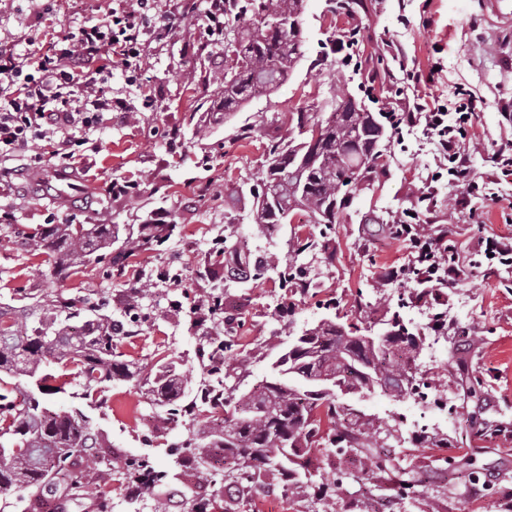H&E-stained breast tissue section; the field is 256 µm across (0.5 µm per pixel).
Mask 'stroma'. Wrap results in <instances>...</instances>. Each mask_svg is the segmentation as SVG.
I'll return each instance as SVG.
<instances>
[{
  "label": "stroma",
  "mask_w": 512,
  "mask_h": 512,
  "mask_svg": "<svg viewBox=\"0 0 512 512\" xmlns=\"http://www.w3.org/2000/svg\"><path fill=\"white\" fill-rule=\"evenodd\" d=\"M357 47L345 61L338 40L347 24L332 13L327 0H306L301 17L305 55L291 78L277 91L257 96L231 115L217 109L219 98L207 83L211 65L200 53L209 37L201 18L206 0H172L184 35L150 45L136 79L121 69L110 78L113 97L127 107L108 122L91 128L77 147L72 188L64 203L35 199L28 175L34 160L50 149L38 140L28 151L0 158V305L20 307L42 289L82 291L108 299L113 318L125 309L127 283L144 278L163 257L143 253L126 274L113 280L107 267L89 264L76 274L54 279L41 257L27 253L19 232L42 224H93L96 211L88 200L104 195L114 180L137 183L134 195L113 198L112 221L119 237L137 233L146 219L174 220L181 234L170 246L183 255V274L155 285L159 302L150 317L125 339L121 351L136 376L114 381L108 403L97 408L72 398L63 386L71 380L56 373L55 406L80 409L101 432L116 455L146 456L160 466L172 465L185 436L183 424H161V408L139 385L160 364H175L187 390H197L204 374L195 356L206 328L198 315L208 308L212 291L197 271L211 258V241L233 225L253 248L287 252L294 237L318 234L297 212L277 232H260L252 222L249 186L265 177L264 152L271 142L288 137L290 113L322 109L335 94L371 96L392 112L398 125L386 156L384 173L362 186L336 226V260L317 264L315 294L291 298L276 274L251 280L245 289L223 292L224 311L243 316L248 332L242 340L252 349L269 336L287 342L289 335L336 314H352L356 298L370 302V323L399 311L405 323L420 330L417 365L423 379L446 381L448 409L441 412L419 396H392L379 391L341 396V403L361 411L375 425L391 430L384 447L391 462L377 479L362 477L363 461L337 459L319 447L307 455L314 481L337 483L336 512H512V268L487 259L492 242H512V175L504 176L496 156L512 152V0H363ZM122 0H0V37L48 47L57 38L76 34L84 21L105 18L121 9ZM440 102L449 122L458 106L471 102L466 136L458 142L466 160L460 176L448 173L423 125L410 124L408 112ZM194 123H187L188 114ZM249 138H239L242 128ZM479 190H471V181ZM238 197H231V190ZM429 222L433 232L449 229L454 245L446 265L447 286L422 306L412 298L413 283L386 279L388 268L412 263L408 244L393 235L372 237L364 217L392 222L410 215ZM471 326L484 339L469 354L455 353L448 323ZM482 379L484 402L463 403L462 382ZM476 413L491 424L478 435L467 422ZM472 459L480 473L470 480L462 459ZM458 469H451V462Z\"/></svg>",
  "instance_id": "1"
}]
</instances>
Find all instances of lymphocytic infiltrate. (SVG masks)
Segmentation results:
<instances>
[{
  "mask_svg": "<svg viewBox=\"0 0 512 512\" xmlns=\"http://www.w3.org/2000/svg\"><path fill=\"white\" fill-rule=\"evenodd\" d=\"M145 0L108 18L89 19L77 35L52 50L35 47L21 54L14 42L0 39V156L20 152L33 140L53 144L50 162L70 160L83 145L81 130L102 125L115 105L108 79L113 67L137 72L149 45L142 34ZM431 134L440 157L454 168L463 126L449 124L439 103L415 115Z\"/></svg>",
  "mask_w": 512,
  "mask_h": 512,
  "instance_id": "1",
  "label": "lymphocytic infiltrate"
}]
</instances>
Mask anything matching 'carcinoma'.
Returning a JSON list of instances; mask_svg holds the SVG:
<instances>
[{"label":"carcinoma","instance_id":"carcinoma-1","mask_svg":"<svg viewBox=\"0 0 512 512\" xmlns=\"http://www.w3.org/2000/svg\"><path fill=\"white\" fill-rule=\"evenodd\" d=\"M252 0H224V17L236 22L247 14L257 18V26L234 27L224 33V53H233L231 64L213 80L222 88L224 115L243 107L260 93H272L286 83L302 57V28L290 31L288 19L301 18L304 0H260L259 11L250 9ZM383 117L374 112H322L300 109L292 113L291 123L306 139H281L268 147L267 157H276L280 165L265 164L262 187L274 192L271 202L253 201L254 223L274 227L283 223L282 212L307 213L312 223L322 227L320 237L296 239L285 256L274 251L254 253L248 241L224 236V243L213 249L219 260L206 266L201 276L222 286L229 282L247 283L264 268L288 277L290 291L298 292V281L307 273L299 262L309 253L322 263L332 264L336 248L328 231L339 216L352 205L354 196L338 198L337 165L358 164L369 167V181L384 172L383 154L371 152L362 130L371 120ZM303 144L307 164L295 176L286 174L288 155ZM99 206L98 224H46L34 233H23L20 244L34 256L44 255L54 273H67L87 263H103L112 276L121 279L126 267L141 253L155 251L180 233V224H144L137 236L129 237L121 250L112 251L115 225L109 198H95ZM152 287L149 280L136 281L126 288V311L147 317L142 305ZM235 324L234 339L224 344V378L248 369L250 352L239 350L244 321L226 316ZM82 324L79 335L73 328ZM345 324L322 320L309 329L308 338L294 343L288 364L273 369L270 378L248 389L226 391L224 384L210 395L196 392L190 399L179 374L172 365H161L143 378V385L167 420L176 421L177 406L171 402L185 399L183 406L192 411V436L182 444L173 467L158 468L146 458H121L115 455L99 433L88 426L83 416L56 409L49 396L60 392L46 386L52 374L48 369L63 365L71 369L78 398L95 397L97 406L106 404L104 393L117 377L134 373L122 359L115 334V321L104 313L103 303L79 292L64 293L43 289L32 307L0 306V375L26 376L33 389L18 403L12 391L0 388V495L19 488L25 494L19 501L42 504L52 501L54 512H68L80 505L84 489L90 484L104 487L113 476L129 479L135 501L133 512L153 506L155 512H168L173 497L181 498V512H208L209 494L203 486H219L222 512H246L257 488L266 479L276 477L279 485L292 494L301 488L297 465L305 449L318 443L339 458L360 456L371 459L367 479L387 468L388 459L378 452L380 431L372 421L340 404L336 398L313 386L309 378L319 369L340 374L345 387L353 392L387 388L389 394L404 396L416 389L403 379L416 367L420 332L400 333L389 339L380 353L344 339ZM453 335L463 346L473 348L481 342L469 327L454 328ZM47 390H42V387ZM221 403L224 419L218 424L199 423L197 416ZM145 471L149 478L140 481L136 474ZM191 474L198 479L197 489L177 490L175 480ZM315 498L328 512L336 505V484L314 485Z\"/></svg>","mask_w":512,"mask_h":512}]
</instances>
